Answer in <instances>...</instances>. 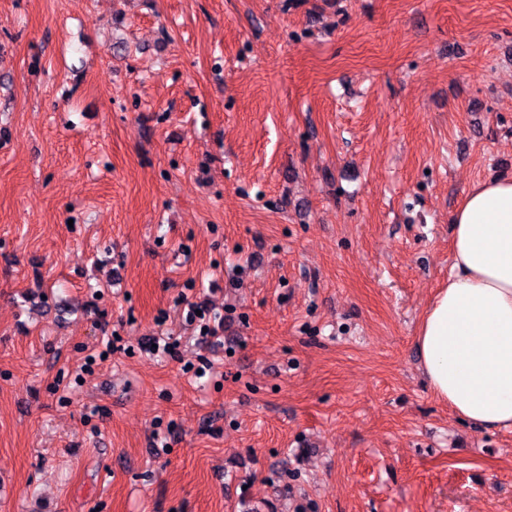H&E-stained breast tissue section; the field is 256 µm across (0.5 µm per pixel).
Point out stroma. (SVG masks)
<instances>
[{"label":"stroma","mask_w":512,"mask_h":512,"mask_svg":"<svg viewBox=\"0 0 512 512\" xmlns=\"http://www.w3.org/2000/svg\"><path fill=\"white\" fill-rule=\"evenodd\" d=\"M500 173L512 0H0V512H512L414 344Z\"/></svg>","instance_id":"35a3bbf8"}]
</instances>
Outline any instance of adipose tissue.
<instances>
[{
    "label": "adipose tissue",
    "mask_w": 512,
    "mask_h": 512,
    "mask_svg": "<svg viewBox=\"0 0 512 512\" xmlns=\"http://www.w3.org/2000/svg\"><path fill=\"white\" fill-rule=\"evenodd\" d=\"M452 224L448 283L417 331L422 370L461 420L512 432V176L473 184Z\"/></svg>",
    "instance_id": "adipose-tissue-1"
}]
</instances>
